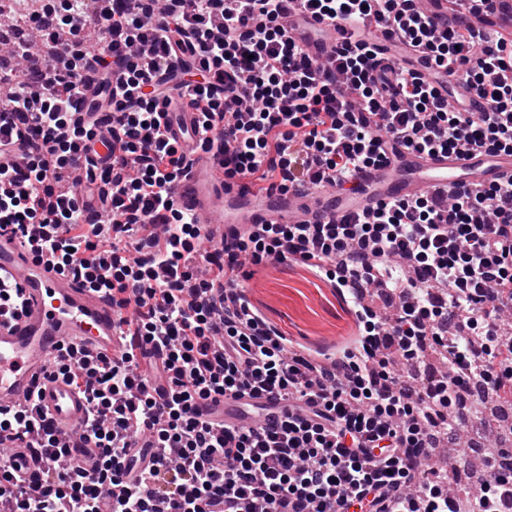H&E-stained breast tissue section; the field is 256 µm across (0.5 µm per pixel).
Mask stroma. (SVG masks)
Here are the masks:
<instances>
[{"instance_id":"stroma-1","label":"stroma","mask_w":512,"mask_h":512,"mask_svg":"<svg viewBox=\"0 0 512 512\" xmlns=\"http://www.w3.org/2000/svg\"><path fill=\"white\" fill-rule=\"evenodd\" d=\"M244 287L266 321L301 346L329 353L352 331L342 295L304 266L276 265Z\"/></svg>"}]
</instances>
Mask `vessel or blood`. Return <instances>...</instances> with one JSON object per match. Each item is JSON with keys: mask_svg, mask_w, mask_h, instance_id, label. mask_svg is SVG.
Returning a JSON list of instances; mask_svg holds the SVG:
<instances>
[{"mask_svg": "<svg viewBox=\"0 0 512 512\" xmlns=\"http://www.w3.org/2000/svg\"><path fill=\"white\" fill-rule=\"evenodd\" d=\"M423 12L439 26H463L512 37V0H495L491 13L474 12L469 0H422ZM281 23L286 36L316 62L336 53L338 33L328 32L326 20L312 14L303 0H288ZM363 38L379 48L388 62L401 55L384 29L370 22ZM179 120L170 130L188 151V167L169 194L181 211L204 227L212 242L255 224H325L343 214H364L379 202L447 192L458 183L485 184L512 176V155L495 156L473 149L427 157L407 152L395 162L360 172V193L351 195L325 185H306L286 191H258L242 179L224 178L215 151L194 143L197 110L182 98ZM0 271L12 275L23 289L26 306L20 316L0 319V405L38 395L41 409L58 422L77 425L86 401L68 379L51 365L62 348L74 346L109 358L119 357L122 341L119 315L111 299L56 273L46 259L35 258L19 240L0 237ZM203 413L214 421L251 427L261 425L263 410L243 412L233 399L208 401ZM17 472L30 477L44 467L30 449L13 451Z\"/></svg>", "mask_w": 512, "mask_h": 512, "instance_id": "1", "label": "vessel or blood"}]
</instances>
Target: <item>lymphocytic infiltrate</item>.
Here are the masks:
<instances>
[{
	"mask_svg": "<svg viewBox=\"0 0 512 512\" xmlns=\"http://www.w3.org/2000/svg\"><path fill=\"white\" fill-rule=\"evenodd\" d=\"M287 0H37L46 43L11 45L22 70L0 74V236L23 239L57 270L111 296L118 359L64 352L52 363L88 403L72 441L31 400L0 407V440L26 442L42 474L0 459L8 512H512V469L488 460L473 493L451 496L447 470L413 449L459 433L456 392L512 391V180L382 203L331 224H257L202 250L201 225L168 187L186 168L169 138L175 91L201 109L200 142L224 175L259 190L343 186L386 148L512 154V39L438 29L414 0H305L348 31L312 61L281 24ZM51 13L54 25L40 22ZM425 58L430 77L382 63L357 39L367 17ZM95 25L103 43L83 39ZM98 116L78 119L86 94ZM486 109L469 111L467 95ZM104 136L112 155L92 158ZM350 293L358 334L336 356L297 353L251 305L245 266L285 253ZM499 338L487 358L471 344ZM436 347L425 385L388 366ZM283 402L268 425L205 420L202 401ZM98 450L85 468L73 442Z\"/></svg>",
	"mask_w": 512,
	"mask_h": 512,
	"instance_id": "obj_1",
	"label": "lymphocytic infiltrate"
}]
</instances>
